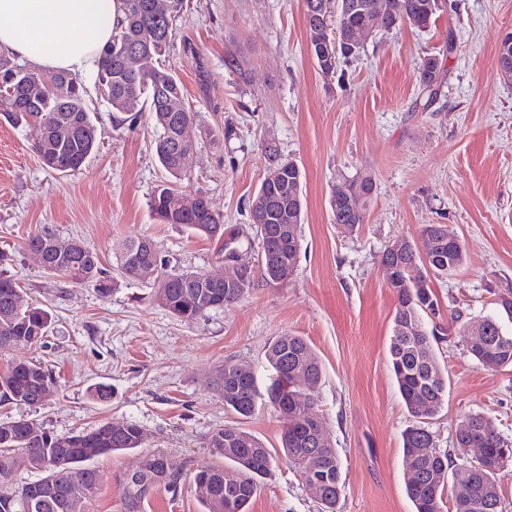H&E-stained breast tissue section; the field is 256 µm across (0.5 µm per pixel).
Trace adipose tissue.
Here are the masks:
<instances>
[{"instance_id": "adipose-tissue-1", "label": "adipose tissue", "mask_w": 512, "mask_h": 512, "mask_svg": "<svg viewBox=\"0 0 512 512\" xmlns=\"http://www.w3.org/2000/svg\"><path fill=\"white\" fill-rule=\"evenodd\" d=\"M123 17L122 0H0V51L43 72L91 74Z\"/></svg>"}]
</instances>
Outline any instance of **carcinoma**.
<instances>
[{
  "label": "carcinoma",
  "mask_w": 512,
  "mask_h": 512,
  "mask_svg": "<svg viewBox=\"0 0 512 512\" xmlns=\"http://www.w3.org/2000/svg\"><path fill=\"white\" fill-rule=\"evenodd\" d=\"M155 0H123L124 21L115 29L112 39L100 51L99 68L94 84L99 97L112 111L121 114L115 119V128L127 122L135 123L137 117L126 118L125 103L137 97L149 104L150 114L158 130L154 140V153L160 165L169 174L170 180L159 185L150 199V207L161 224H183L199 235L213 237L212 226L224 224L222 215L212 210L205 193L193 192L195 201L190 209L169 215L167 198L178 191L187 180V169L181 164L185 150H197V145H182L177 142V128L185 122H194L197 113L190 108L180 112H167L159 107L158 99L174 98L182 101L183 86L177 76L168 70L151 69L134 74L128 71L123 61V49L128 45L148 47L154 57L166 56L172 44L173 20L183 8V0H168L167 14L154 13ZM306 11L321 16L318 27L306 19L309 43L321 41L339 45V51L329 55L314 54L327 71L337 69L340 61L356 60L365 48L349 45L351 30L370 20L368 5L372 0H343L344 9L336 10V0H303ZM395 10L396 26H409L424 30L435 22L440 12L432 10V0H390ZM420 95L415 107L427 110L436 99L446 72L442 60L435 54H425L419 63ZM40 72L18 64L8 55L0 54V115L15 121L33 123L38 127L52 120L53 109L60 99L67 100L72 112L73 133L60 143V149L75 160L72 170H78L94 150L97 143V127L92 113L85 103L86 88L64 72L55 76L61 79L55 92H45L43 98L33 93V85ZM265 170L276 171L274 182H261L264 188L262 203L250 210V218L256 227L260 245V268L262 278L271 282L266 269L267 253L279 247L278 228L288 223V189L296 170L288 168L289 158L277 146L262 145ZM374 184L369 174H359L340 179L337 186L350 193L368 191ZM334 223L352 230L364 223V215L346 205L332 208ZM152 259V253L143 249L142 240L130 241L129 251L119 259L123 275L136 278L139 264ZM466 261L463 248H454L447 241L437 245L436 262L426 268L406 248L394 250L386 247L381 262L397 267V280L391 283L398 306L394 315L393 334L388 348L389 360L400 397L418 424L410 426L403 434L402 443L407 459L417 465L419 479L409 481L407 494L414 505V512H444L445 491H451L452 512H461L459 504L464 497L481 498L489 488L499 489L500 475L473 467V463L462 459L463 448L474 444L476 448L509 447L489 417L476 413L467 416L471 429L459 425L455 433L454 452L437 448L425 420L436 416L448 399V372L441 368L436 348L446 341V330L431 321L438 311L436 295L429 286L433 276H447L460 269ZM57 274L77 285H93L98 290L109 289L102 277L101 260L97 251L88 247L78 248L72 255L58 264ZM191 270H168L159 266L155 300L173 315L191 320L208 311L231 305L241 299L252 288L254 277H249L245 288H226L224 284H213L208 288L196 287ZM19 295L15 282L0 276V349L19 344H34L47 335L51 325L49 312L35 305L23 309L14 306ZM468 354L484 369L497 371L512 367V332L507 331L498 315L470 318L464 325ZM266 361L272 370L266 393L258 387H247L240 393L238 401L224 400L233 413L250 418L266 405L276 408L278 402L288 400V410L279 415L282 423L281 449L285 462L299 475L317 468L302 428L308 415L315 413V401L322 385L324 369L320 358L310 344L301 336L276 337L266 350ZM307 363L311 383L304 387L294 378L296 366ZM53 383L50 372L36 362H16L0 376V403L15 402L32 405L42 388ZM428 400L433 408L427 413L419 411L416 403ZM37 424L23 418L0 422V512H86V506L98 493L100 474L91 461L94 457L112 452L128 451L145 447L141 442V428L131 422L123 424L103 423L89 430L69 435H52L44 430L32 435L30 429ZM18 445L37 459H45L59 450L67 451L71 463L54 471L55 484L59 492L37 507L26 510L22 507L29 497L33 483L18 482L12 467L13 446ZM212 454L224 460V464H205L197 467L194 483L207 484L210 493L199 497L203 512H249L252 499L257 495L262 480L271 475L274 456L258 437L237 426L225 425L215 429L208 441ZM87 448L97 449L92 457ZM327 454L332 461L318 468L322 494L317 499L321 512H339L343 487L342 467L336 451ZM163 452H150L149 463L137 479L127 474L118 475L125 489V512H146L149 499L155 491L164 489L175 494L181 487L182 471L170 466L163 468L156 457ZM472 468L471 483L462 486L463 495H458L449 476L456 475L461 465ZM75 485L90 489L89 495L77 503L64 498V492Z\"/></svg>",
  "instance_id": "carcinoma-1"
}]
</instances>
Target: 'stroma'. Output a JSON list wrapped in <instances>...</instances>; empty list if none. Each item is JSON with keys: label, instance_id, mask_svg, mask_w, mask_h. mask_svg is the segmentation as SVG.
<instances>
[{"label": "stroma", "instance_id": "stroma-1", "mask_svg": "<svg viewBox=\"0 0 512 512\" xmlns=\"http://www.w3.org/2000/svg\"><path fill=\"white\" fill-rule=\"evenodd\" d=\"M509 32L512 0H455L427 30H378L359 60L327 78L308 48L302 0H184L161 63L177 73L185 104L198 114L188 129L198 145L191 189L223 215L225 235L247 246L268 141L298 164L304 200L293 277L284 284L256 279L237 303L189 321L158 306L153 282L124 278L118 267L128 242L148 237L167 269L223 268V242L152 216L150 197L167 174L151 148L149 111L117 129L111 108L89 93L97 146L65 174L34 152L36 129L0 116V251L9 255L0 275L17 284L23 304L53 318L40 343L0 351V375L13 362L34 360L54 379L46 401L2 405L0 418H25L55 435L136 422L148 450L162 451L186 475L178 493L155 492L146 512H201L192 475L211 461L207 439L216 428L237 424L270 450L281 446L275 412L266 407L248 419L229 413L213 377L233 359L250 364L266 387L269 342L297 335L324 366L316 413L341 460L340 512H413L402 434L414 419L389 365L397 298L380 255L399 238L423 251V227L442 224L459 237L467 261L431 282L448 330L438 352L448 369V401L428 428L437 447L448 449L464 417L481 413L512 441V367L483 369L450 321L455 312L466 319L495 313L498 298L512 295V82L497 64ZM427 52L442 54L446 77L423 111L415 106L417 66ZM232 56L246 81L228 70ZM228 125L231 138L209 143L208 131ZM359 173L372 175L375 190L364 223L348 230L333 223L329 198L339 178ZM45 228L96 250L110 290L47 274L24 247ZM99 386L111 391L109 401L94 398ZM139 457L127 451L95 460L102 482L86 512H124L117 476ZM250 512H320V505L279 460Z\"/></svg>", "mask_w": 512, "mask_h": 512}]
</instances>
